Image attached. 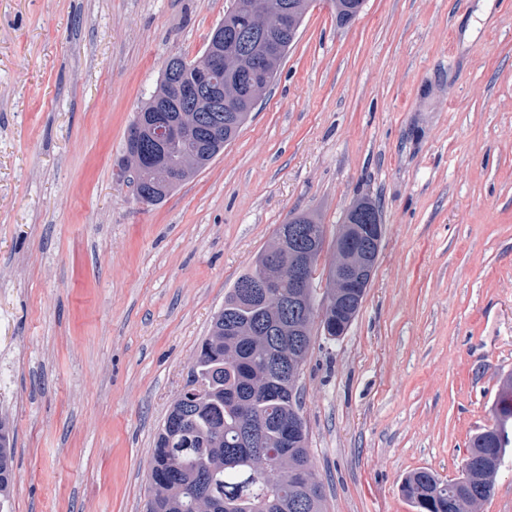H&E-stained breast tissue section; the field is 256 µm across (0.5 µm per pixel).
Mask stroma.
<instances>
[{
    "mask_svg": "<svg viewBox=\"0 0 512 512\" xmlns=\"http://www.w3.org/2000/svg\"><path fill=\"white\" fill-rule=\"evenodd\" d=\"M230 0H0L5 512H146L154 438L224 295L275 229L385 234L360 311L302 367L325 512H414L457 479L512 374V0H315L238 136L162 203L121 172L167 59ZM15 452L13 427L6 417H0V505L12 492ZM460 478L444 481L427 469L407 474L401 483L402 495L416 512H457L453 492H469Z\"/></svg>",
    "mask_w": 512,
    "mask_h": 512,
    "instance_id": "obj_1",
    "label": "stroma"
}]
</instances>
